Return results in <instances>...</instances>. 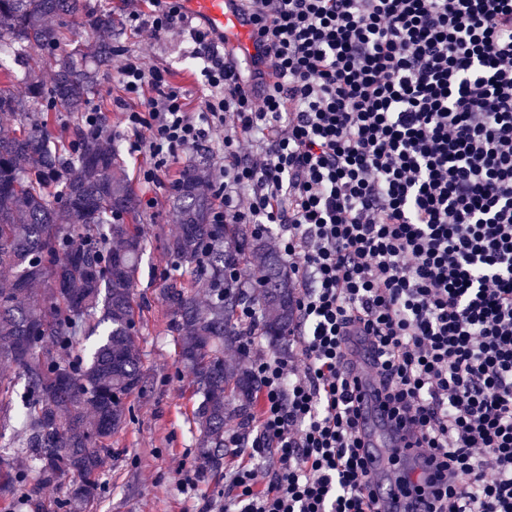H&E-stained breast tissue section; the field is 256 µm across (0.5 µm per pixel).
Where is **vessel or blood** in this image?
Returning <instances> with one entry per match:
<instances>
[{"label":"vessel or blood","instance_id":"obj_1","mask_svg":"<svg viewBox=\"0 0 512 512\" xmlns=\"http://www.w3.org/2000/svg\"><path fill=\"white\" fill-rule=\"evenodd\" d=\"M187 13L203 17L211 30L222 34L225 50L241 54L248 61H255L258 50L253 38L252 13L245 9L242 0H180ZM365 454L372 480L386 486L385 473L393 455L408 459L414 456L411 448L395 449L387 419L374 401L363 406Z\"/></svg>","mask_w":512,"mask_h":512}]
</instances>
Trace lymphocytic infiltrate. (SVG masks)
<instances>
[{"label": "lymphocytic infiltrate", "instance_id": "f902f5d3", "mask_svg": "<svg viewBox=\"0 0 512 512\" xmlns=\"http://www.w3.org/2000/svg\"><path fill=\"white\" fill-rule=\"evenodd\" d=\"M271 76L245 81L178 0L130 29L190 36L203 97L121 53L120 127L146 183L218 144L219 224L274 242L299 296L297 349L259 351L252 429L224 432L223 512H388L362 454L359 337L431 479L393 459L425 512H512V0H247Z\"/></svg>", "mask_w": 512, "mask_h": 512}]
</instances>
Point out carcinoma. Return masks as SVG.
Masks as SVG:
<instances>
[{
	"mask_svg": "<svg viewBox=\"0 0 512 512\" xmlns=\"http://www.w3.org/2000/svg\"><path fill=\"white\" fill-rule=\"evenodd\" d=\"M59 16L112 29V12L93 14L84 0H0V55L17 65L0 76L25 85L22 97L0 89V362L25 379L20 413L0 389V430L13 431L12 445L43 483L79 477L57 505V512H78L101 492L98 472L130 415L127 398L146 387L133 293L146 236L124 221L136 215L137 195L120 144L83 134L50 140L57 116L38 109L45 88L24 71L28 49L54 50L52 97L68 112L97 89L89 62L112 53L105 39L55 52L62 39L52 20ZM173 197L176 230L163 246L191 280L164 278L161 297L196 397L198 452L218 469L225 422L249 426L256 389L246 365L224 360V350L241 342L233 318L252 304L258 329L277 340L295 320L294 288L267 242L247 237L240 224L213 223L205 170L187 167ZM247 258L259 271L252 294L224 279V268ZM199 284L210 292L205 307L196 301ZM102 323L106 333L85 351ZM27 480L26 471H15L0 482V496H16Z\"/></svg>",
	"mask_w": 512,
	"mask_h": 512,
	"instance_id": "1",
	"label": "carcinoma"
}]
</instances>
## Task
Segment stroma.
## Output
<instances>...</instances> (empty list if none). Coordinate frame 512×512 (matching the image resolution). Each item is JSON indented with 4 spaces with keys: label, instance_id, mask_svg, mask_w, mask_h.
Masks as SVG:
<instances>
[{
    "label": "stroma",
    "instance_id": "obj_1",
    "mask_svg": "<svg viewBox=\"0 0 512 512\" xmlns=\"http://www.w3.org/2000/svg\"><path fill=\"white\" fill-rule=\"evenodd\" d=\"M106 6L112 11L113 46L140 54L147 66L169 70L171 82L187 90L191 107H198L201 76L197 61L188 56L191 40L157 43L131 31L125 18L131 10L146 9L145 0H87L91 12ZM116 65L112 59L101 66L97 93L91 99L112 130L118 127L115 101L121 96L114 79ZM123 157L140 198L154 196L159 201L155 209L143 212L148 244L134 287L147 384L144 394L129 398L132 417L111 440L112 451L99 474L103 489L85 512H198L205 499H223L224 473L207 470L199 498L183 492L175 474L178 461L192 464L199 456L191 382L179 369L180 338L168 328L169 313L160 295L162 275L182 273L162 245L175 230L173 195L142 181V169L151 164L148 153L127 151Z\"/></svg>",
    "mask_w": 512,
    "mask_h": 512
}]
</instances>
